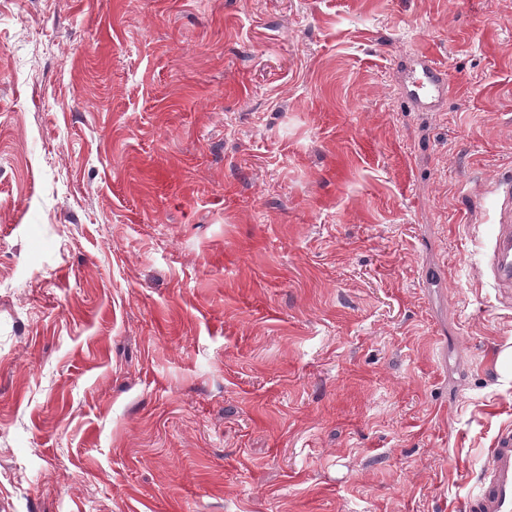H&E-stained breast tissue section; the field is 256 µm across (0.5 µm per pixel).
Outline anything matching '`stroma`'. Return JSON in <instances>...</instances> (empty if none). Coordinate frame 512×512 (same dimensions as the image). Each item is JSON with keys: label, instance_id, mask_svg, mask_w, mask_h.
Listing matches in <instances>:
<instances>
[{"label": "stroma", "instance_id": "1", "mask_svg": "<svg viewBox=\"0 0 512 512\" xmlns=\"http://www.w3.org/2000/svg\"><path fill=\"white\" fill-rule=\"evenodd\" d=\"M509 175L512 0H0V512H461ZM416 57L422 67V77H414L410 90L412 103L431 104L448 95L450 85H457V78L440 63V57L433 46L426 44L418 49Z\"/></svg>", "mask_w": 512, "mask_h": 512}]
</instances>
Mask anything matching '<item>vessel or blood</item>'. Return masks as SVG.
<instances>
[{"instance_id": "b4317fda", "label": "vessel or blood", "mask_w": 512, "mask_h": 512, "mask_svg": "<svg viewBox=\"0 0 512 512\" xmlns=\"http://www.w3.org/2000/svg\"><path fill=\"white\" fill-rule=\"evenodd\" d=\"M416 57L422 74L412 82L411 102L430 104L446 97L457 79L441 64L433 46L423 45ZM488 192L496 208L498 228L487 271L495 287L512 298V177L496 179ZM463 512H512V430L497 435L482 478L464 501Z\"/></svg>"}]
</instances>
